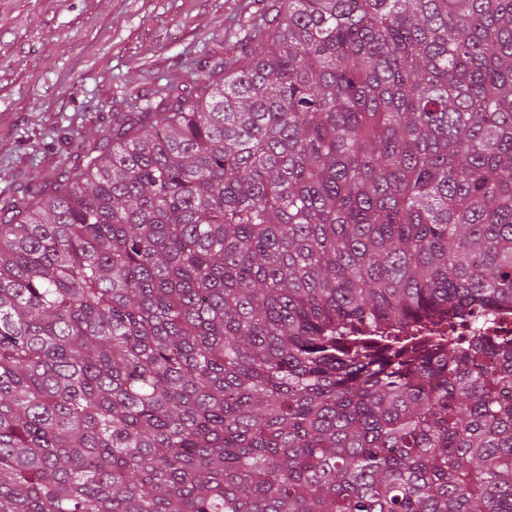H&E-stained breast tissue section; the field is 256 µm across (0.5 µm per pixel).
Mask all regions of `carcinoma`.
Here are the masks:
<instances>
[{"instance_id": "1", "label": "carcinoma", "mask_w": 512, "mask_h": 512, "mask_svg": "<svg viewBox=\"0 0 512 512\" xmlns=\"http://www.w3.org/2000/svg\"><path fill=\"white\" fill-rule=\"evenodd\" d=\"M0 199V512H512V0H279Z\"/></svg>"}]
</instances>
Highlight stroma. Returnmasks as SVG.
Returning a JSON list of instances; mask_svg holds the SVG:
<instances>
[{
	"instance_id": "stroma-1",
	"label": "stroma",
	"mask_w": 512,
	"mask_h": 512,
	"mask_svg": "<svg viewBox=\"0 0 512 512\" xmlns=\"http://www.w3.org/2000/svg\"><path fill=\"white\" fill-rule=\"evenodd\" d=\"M275 0H0V196L76 162L115 113L228 50Z\"/></svg>"
}]
</instances>
